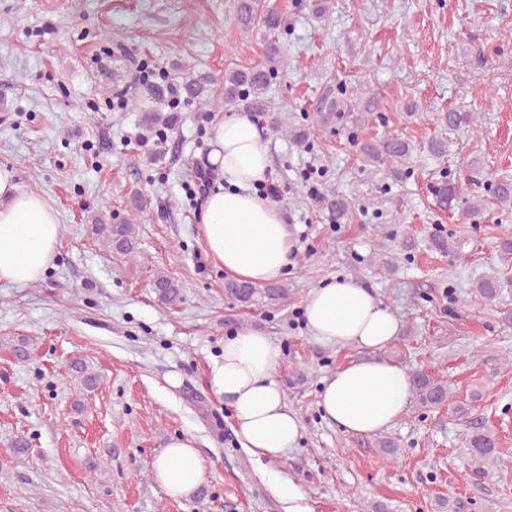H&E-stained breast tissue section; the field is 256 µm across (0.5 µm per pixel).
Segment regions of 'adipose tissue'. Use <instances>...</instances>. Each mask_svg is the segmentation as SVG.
I'll use <instances>...</instances> for the list:
<instances>
[{
    "label": "adipose tissue",
    "mask_w": 512,
    "mask_h": 512,
    "mask_svg": "<svg viewBox=\"0 0 512 512\" xmlns=\"http://www.w3.org/2000/svg\"><path fill=\"white\" fill-rule=\"evenodd\" d=\"M210 145L209 160L222 185L208 196L199 226L207 253L238 280L261 285L280 279L294 246L278 206L258 195V184L271 170L260 131L249 117L234 116L213 126ZM59 235L56 210L40 194L20 191L14 169L0 164V282H38ZM305 317L322 345L371 353L323 380L319 407L328 421L359 436L396 425L411 402L412 377L376 353L400 335L397 314L369 290L335 281L310 290ZM281 360L270 336L246 326L225 337L224 351L209 372L211 390L234 412L241 447L270 461L295 447L301 430L276 375ZM153 474L169 496H191L203 476L194 438L172 440L154 462Z\"/></svg>",
    "instance_id": "1"
}]
</instances>
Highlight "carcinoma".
<instances>
[{
  "label": "carcinoma",
  "instance_id": "obj_1",
  "mask_svg": "<svg viewBox=\"0 0 512 512\" xmlns=\"http://www.w3.org/2000/svg\"><path fill=\"white\" fill-rule=\"evenodd\" d=\"M235 13L238 24L247 31L259 25L265 31L274 34L280 28L279 15L265 8L262 0H235ZM281 49L276 42H269L265 60L245 68L224 73V104L243 105L256 110L260 97L265 93L272 80L278 74ZM366 159L374 164L385 161L396 163L407 157L410 145L396 137H387L378 143H368L362 147ZM462 190L457 179H448L440 184L436 193L439 201L446 207H452ZM96 231L106 235L117 251L130 255L134 252L137 241L131 224H98ZM154 287L160 300L171 302L178 295V284L168 275H156ZM504 287L499 280H480L473 283V292L482 299L492 301ZM225 293L241 304H255L262 300L278 301L286 294L280 285L260 288L256 285L229 281L225 284ZM413 392L419 403L425 407L440 406L448 400V387L440 384L428 375L418 372L413 375ZM468 448L474 460L479 464H495L499 461L495 435L489 431H474L470 435Z\"/></svg>",
  "mask_w": 512,
  "mask_h": 512
}]
</instances>
